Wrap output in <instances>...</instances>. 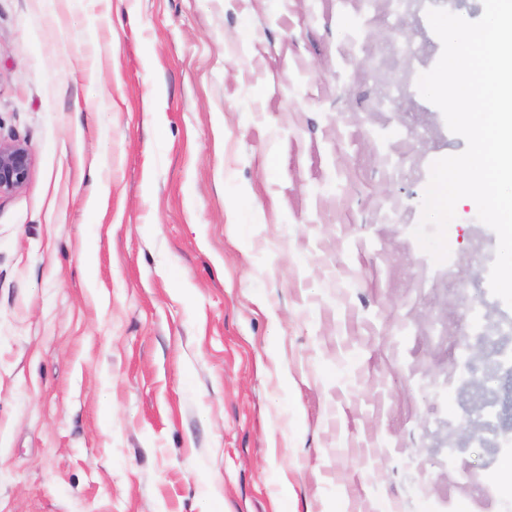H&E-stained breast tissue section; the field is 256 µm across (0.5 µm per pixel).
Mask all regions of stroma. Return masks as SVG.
<instances>
[{
	"instance_id": "1",
	"label": "stroma",
	"mask_w": 512,
	"mask_h": 512,
	"mask_svg": "<svg viewBox=\"0 0 512 512\" xmlns=\"http://www.w3.org/2000/svg\"><path fill=\"white\" fill-rule=\"evenodd\" d=\"M482 0H0V512H512L463 378L496 233L418 79ZM477 306L480 327L466 314ZM33 159L21 142L0 140V196L12 193L30 177Z\"/></svg>"
}]
</instances>
